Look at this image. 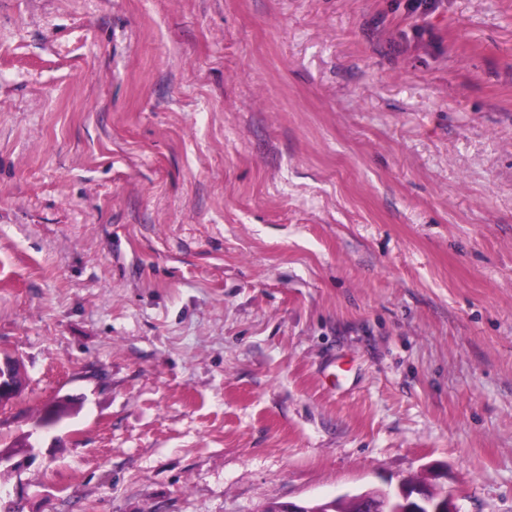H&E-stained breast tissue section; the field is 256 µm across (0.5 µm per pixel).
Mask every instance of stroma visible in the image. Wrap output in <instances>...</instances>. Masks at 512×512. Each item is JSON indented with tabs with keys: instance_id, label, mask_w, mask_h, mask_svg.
<instances>
[{
	"instance_id": "stroma-1",
	"label": "stroma",
	"mask_w": 512,
	"mask_h": 512,
	"mask_svg": "<svg viewBox=\"0 0 512 512\" xmlns=\"http://www.w3.org/2000/svg\"><path fill=\"white\" fill-rule=\"evenodd\" d=\"M406 4L0 0L23 512H512V0ZM397 492L383 490L379 496L372 493H364L353 497L360 512H461L453 502V495L440 487L430 485L417 487L409 504L406 498L409 490L402 484ZM398 494L403 501L404 508L401 509L393 504L395 494Z\"/></svg>"
}]
</instances>
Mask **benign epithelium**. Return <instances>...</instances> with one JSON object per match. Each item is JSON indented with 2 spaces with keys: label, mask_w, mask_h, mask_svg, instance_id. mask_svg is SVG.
Listing matches in <instances>:
<instances>
[{
  "label": "benign epithelium",
  "mask_w": 512,
  "mask_h": 512,
  "mask_svg": "<svg viewBox=\"0 0 512 512\" xmlns=\"http://www.w3.org/2000/svg\"><path fill=\"white\" fill-rule=\"evenodd\" d=\"M22 364L16 357L0 356V407L12 403L22 389L20 375ZM360 512H460L453 502V495L440 487H418L408 496L404 486L397 493L382 491L364 493L354 497Z\"/></svg>",
  "instance_id": "benign-epithelium-1"
}]
</instances>
